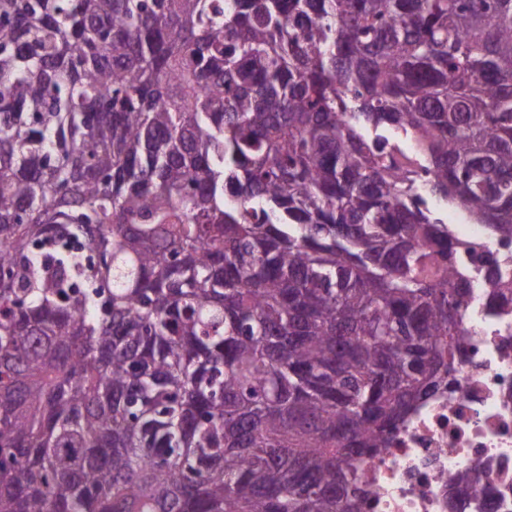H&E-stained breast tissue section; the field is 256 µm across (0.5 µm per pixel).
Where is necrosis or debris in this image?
<instances>
[{"label": "necrosis or debris", "instance_id": "1", "mask_svg": "<svg viewBox=\"0 0 512 512\" xmlns=\"http://www.w3.org/2000/svg\"><path fill=\"white\" fill-rule=\"evenodd\" d=\"M454 232L478 245L459 258L471 277L464 344L447 389L424 399L387 448L358 464L366 512H449L450 483L474 464L480 490L458 512H512V309L493 308L498 287L481 269L485 251L512 259V239L487 238L462 213Z\"/></svg>", "mask_w": 512, "mask_h": 512}]
</instances>
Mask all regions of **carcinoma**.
I'll return each mask as SVG.
<instances>
[{
	"mask_svg": "<svg viewBox=\"0 0 512 512\" xmlns=\"http://www.w3.org/2000/svg\"><path fill=\"white\" fill-rule=\"evenodd\" d=\"M428 198L512 236V0H0V512H362Z\"/></svg>",
	"mask_w": 512,
	"mask_h": 512,
	"instance_id": "cac0c4a2",
	"label": "carcinoma"
}]
</instances>
